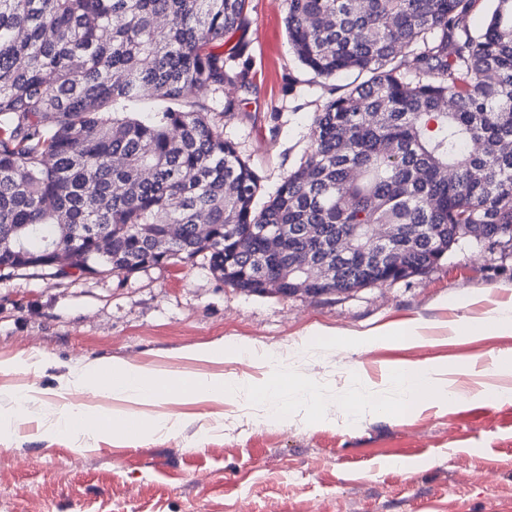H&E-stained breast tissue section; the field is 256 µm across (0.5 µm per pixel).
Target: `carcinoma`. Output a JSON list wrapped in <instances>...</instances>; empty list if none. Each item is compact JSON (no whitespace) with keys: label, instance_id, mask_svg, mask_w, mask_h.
Instances as JSON below:
<instances>
[{"label":"carcinoma","instance_id":"obj_1","mask_svg":"<svg viewBox=\"0 0 512 512\" xmlns=\"http://www.w3.org/2000/svg\"><path fill=\"white\" fill-rule=\"evenodd\" d=\"M249 2L0 0V268L49 265L54 246L89 271L202 254L225 285L263 295L261 242L240 232L251 224L284 235V279L310 252L339 278L278 294L323 296L409 277L472 224L512 241V0H493L477 35L475 0H288L308 72L368 79L314 114L309 151L260 207L258 176L197 97L246 86L220 47L247 30ZM146 99L167 106L130 111ZM167 224L183 225L179 241ZM413 226L424 232L376 261L370 231Z\"/></svg>","mask_w":512,"mask_h":512}]
</instances>
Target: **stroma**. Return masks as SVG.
I'll use <instances>...</instances> for the list:
<instances>
[{"label": "stroma", "instance_id": "obj_1", "mask_svg": "<svg viewBox=\"0 0 512 512\" xmlns=\"http://www.w3.org/2000/svg\"><path fill=\"white\" fill-rule=\"evenodd\" d=\"M286 0H251L244 37L249 88H225L218 117L272 195L311 144L326 88L293 55ZM512 250L464 242L428 273L349 294L249 295L212 275L206 259L130 273L57 277L0 271V413L19 392L42 400L0 437V512H512ZM487 322L478 336L453 335ZM416 327L409 340L400 330ZM244 345L284 351L287 367L346 391L352 376L381 394L398 366L432 362L459 392L357 421L330 406L325 420L272 421L243 401L140 404L59 395L75 367L131 363L264 383L270 364L200 361L191 350ZM111 417L177 416L142 439L52 432L62 406Z\"/></svg>", "mask_w": 512, "mask_h": 512}]
</instances>
